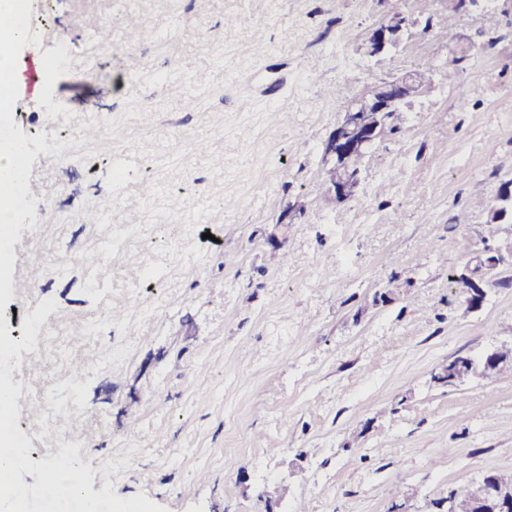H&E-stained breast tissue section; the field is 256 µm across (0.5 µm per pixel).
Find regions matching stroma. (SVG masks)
Returning <instances> with one entry per match:
<instances>
[{
  "instance_id": "stroma-1",
  "label": "stroma",
  "mask_w": 512,
  "mask_h": 512,
  "mask_svg": "<svg viewBox=\"0 0 512 512\" xmlns=\"http://www.w3.org/2000/svg\"><path fill=\"white\" fill-rule=\"evenodd\" d=\"M400 6L408 36L370 58L380 0H31L41 41L17 73L32 57L40 78L14 122L45 137L30 168L43 233L36 246L21 228L11 279L45 275L0 315L18 341L43 295L57 303L50 354L20 350L10 370L32 462L78 434L93 492L167 512H265L280 482L279 512H387L395 487L423 512L512 470V372L431 382L456 356L512 343V265L477 310L452 279L512 180V0L456 16L454 44L424 27L448 0ZM456 44L469 59L451 81ZM413 70L430 83L367 154L353 199L322 196L344 109ZM102 264L111 278L87 287ZM76 361L88 375L72 402L56 380Z\"/></svg>"
}]
</instances>
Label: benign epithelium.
Listing matches in <instances>:
<instances>
[{"instance_id":"1","label":"benign epithelium","mask_w":512,"mask_h":512,"mask_svg":"<svg viewBox=\"0 0 512 512\" xmlns=\"http://www.w3.org/2000/svg\"><path fill=\"white\" fill-rule=\"evenodd\" d=\"M412 22L406 14L388 16L372 30L364 43L365 54L379 57L399 49ZM428 79L425 74L413 71L390 80L376 82L371 90L356 97L342 112L336 128L325 145V157L329 158L333 178L328 193L339 202L352 198V190L361 181V172L353 171V156L368 151L387 130L403 122V112L425 90ZM449 381L459 382L481 376L474 362L464 367L457 363L448 369ZM468 492L477 507L491 505L493 512H512V491L497 488L477 480Z\"/></svg>"}]
</instances>
